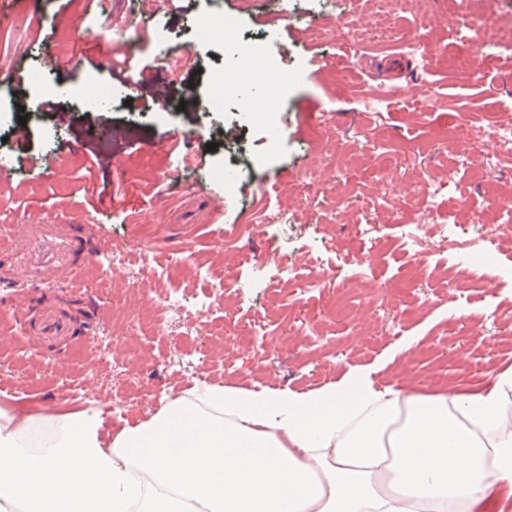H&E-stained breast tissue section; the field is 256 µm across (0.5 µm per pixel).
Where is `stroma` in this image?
<instances>
[{"instance_id": "35a3bbf8", "label": "stroma", "mask_w": 512, "mask_h": 512, "mask_svg": "<svg viewBox=\"0 0 512 512\" xmlns=\"http://www.w3.org/2000/svg\"><path fill=\"white\" fill-rule=\"evenodd\" d=\"M214 8L240 23L245 43L264 42L288 67L289 91L276 114L279 152H267L265 130L200 106L209 73L229 58L223 45L200 40L194 24ZM135 9V0H14L16 21L0 30V70L20 77L0 84V159L54 151L66 169L37 179L21 169L12 186L0 188V244L35 214L51 224H85L100 250L118 245L128 254L117 274L97 259L83 261L82 287L34 288L0 251V278L12 279L15 293L0 298V411L40 418L111 406L110 434L158 409L169 388L187 381L305 392L352 369L369 372L380 389L410 383L431 393L470 389L490 370L512 368V239L487 259L478 250L443 251L433 238L437 222L484 237L475 213L498 209L512 192V164L490 168L471 151L492 114L512 116V54L488 42L474 67L453 69L470 48L448 41L440 21L447 0H409L401 23L425 26L431 53L366 44L342 73L336 23L362 29L366 0H292L285 14L279 0H176L131 36L135 60L154 68L130 105L95 111L82 100L85 78L117 84L106 44L128 28ZM47 45L59 54L75 50L76 66L44 70ZM36 76L53 86L69 126L58 125L57 112L36 109ZM159 84L175 103L161 119L152 102ZM394 85L400 105L369 115L367 95ZM22 95L30 103L23 123L15 109ZM106 125L128 130L129 140L97 138ZM89 159L94 197L79 189ZM187 159L183 184H166L164 174ZM115 188L122 198L112 197ZM214 192L224 196L220 224ZM263 205L275 216L254 223ZM362 221L373 234L357 256L348 243ZM404 224L419 227L418 253L402 244ZM147 234L159 260L190 258L205 276H138V244ZM236 237L247 243L251 264L240 265L230 245ZM291 261L309 278L321 265L335 278L297 291L286 285ZM420 261L478 262L481 275L467 291H454L416 279ZM89 305L100 317L95 336L107 346L95 362L82 342ZM49 312L69 324L70 335H41ZM262 347L271 360L256 374Z\"/></svg>"}]
</instances>
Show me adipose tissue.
<instances>
[{"label": "adipose tissue", "mask_w": 512, "mask_h": 512, "mask_svg": "<svg viewBox=\"0 0 512 512\" xmlns=\"http://www.w3.org/2000/svg\"><path fill=\"white\" fill-rule=\"evenodd\" d=\"M0 413V512H512V368L479 389L201 384L105 440L94 409Z\"/></svg>", "instance_id": "obj_1"}]
</instances>
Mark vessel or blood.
<instances>
[{"label": "vessel or blood", "instance_id": "obj_1", "mask_svg": "<svg viewBox=\"0 0 512 512\" xmlns=\"http://www.w3.org/2000/svg\"><path fill=\"white\" fill-rule=\"evenodd\" d=\"M12 264L19 275L35 285L74 280L81 268L78 256H92L94 249L83 225L49 224L30 218L10 246Z\"/></svg>", "mask_w": 512, "mask_h": 512}]
</instances>
